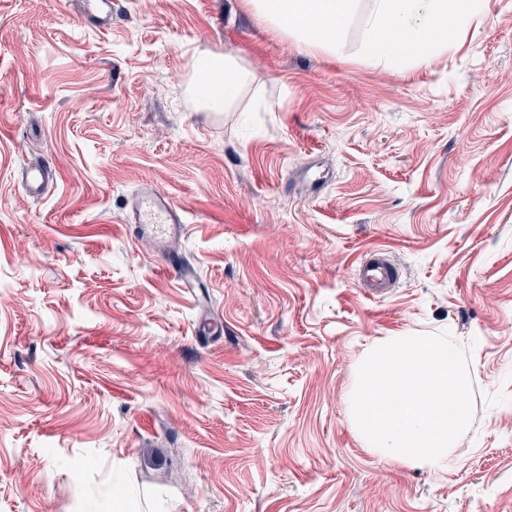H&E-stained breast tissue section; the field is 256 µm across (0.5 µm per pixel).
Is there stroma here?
<instances>
[{
  "instance_id": "obj_1",
  "label": "stroma",
  "mask_w": 512,
  "mask_h": 512,
  "mask_svg": "<svg viewBox=\"0 0 512 512\" xmlns=\"http://www.w3.org/2000/svg\"><path fill=\"white\" fill-rule=\"evenodd\" d=\"M480 3L370 62L371 0L334 52L242 0H116L105 32L0 0V512H512V0ZM204 51L257 74L235 111L189 98ZM144 182L186 212L194 291L125 222ZM443 331L472 347L453 460L373 455L362 354ZM52 172V169L44 162L40 165H23L20 168L21 183L31 195L41 196ZM398 279V269L383 251L370 253L358 266L355 276L358 288L375 299L389 295Z\"/></svg>"
}]
</instances>
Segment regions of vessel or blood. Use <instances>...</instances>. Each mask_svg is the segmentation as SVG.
<instances>
[{"label": "vessel or blood", "instance_id": "vessel-or-blood-1", "mask_svg": "<svg viewBox=\"0 0 512 512\" xmlns=\"http://www.w3.org/2000/svg\"><path fill=\"white\" fill-rule=\"evenodd\" d=\"M88 17L98 28L112 25V0H82ZM21 182L34 196L42 195L51 178L48 165H25L20 169ZM135 236L161 245L166 236L179 232L184 224L183 213L172 200L152 184H141L137 189L136 206L127 218ZM399 271L386 252L370 253L358 266L356 284L366 295L379 299L396 287Z\"/></svg>", "mask_w": 512, "mask_h": 512}]
</instances>
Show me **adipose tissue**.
Returning a JSON list of instances; mask_svg holds the SVG:
<instances>
[{
  "label": "adipose tissue",
  "mask_w": 512,
  "mask_h": 512,
  "mask_svg": "<svg viewBox=\"0 0 512 512\" xmlns=\"http://www.w3.org/2000/svg\"><path fill=\"white\" fill-rule=\"evenodd\" d=\"M271 26L307 42L311 47L335 49L354 0H247ZM370 25L376 41L390 33L404 36V44L417 56L429 57L448 44L457 29L448 17V0H373ZM194 69L202 73L187 91L202 108L223 111L235 102L236 87L250 83L254 74L233 56L200 54Z\"/></svg>",
  "instance_id": "obj_1"
}]
</instances>
